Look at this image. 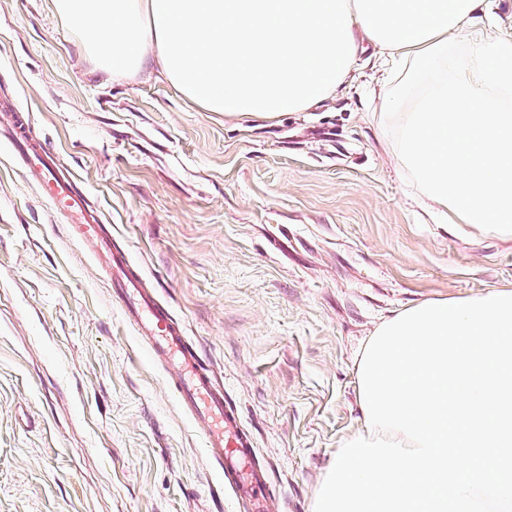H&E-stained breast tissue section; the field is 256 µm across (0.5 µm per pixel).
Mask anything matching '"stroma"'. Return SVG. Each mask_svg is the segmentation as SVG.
<instances>
[{
    "label": "stroma",
    "mask_w": 512,
    "mask_h": 512,
    "mask_svg": "<svg viewBox=\"0 0 512 512\" xmlns=\"http://www.w3.org/2000/svg\"><path fill=\"white\" fill-rule=\"evenodd\" d=\"M373 48L354 88L274 121L112 80L53 0H0V104L129 253L254 436L269 512H313L362 429L357 362L388 318L512 290V236L444 224L395 157ZM112 302L111 284L0 145V512H245Z\"/></svg>",
    "instance_id": "obj_1"
}]
</instances>
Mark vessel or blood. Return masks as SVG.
Returning <instances> with one entry per match:
<instances>
[{
    "mask_svg": "<svg viewBox=\"0 0 512 512\" xmlns=\"http://www.w3.org/2000/svg\"><path fill=\"white\" fill-rule=\"evenodd\" d=\"M0 142L11 147L28 178L68 216L74 238L111 270L113 302L137 336L147 342L154 358L165 363L179 404L202 431L210 454L235 494L250 499L254 512H267L269 480L254 464V440L243 428L235 407L225 401L214 371L186 340L168 307L138 287L128 255L113 251L100 220L63 175L54 152L24 136L12 122L0 124Z\"/></svg>",
    "mask_w": 512,
    "mask_h": 512,
    "instance_id": "1",
    "label": "vessel or blood"
}]
</instances>
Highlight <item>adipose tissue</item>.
<instances>
[{"mask_svg":"<svg viewBox=\"0 0 512 512\" xmlns=\"http://www.w3.org/2000/svg\"><path fill=\"white\" fill-rule=\"evenodd\" d=\"M115 78L159 59L186 100L278 118L350 82L363 43L397 63L384 102L396 159L452 224L512 235V34L483 35L488 0H54ZM466 42L448 49L450 38Z\"/></svg>","mask_w":512,"mask_h":512,"instance_id":"1","label":"adipose tissue"}]
</instances>
